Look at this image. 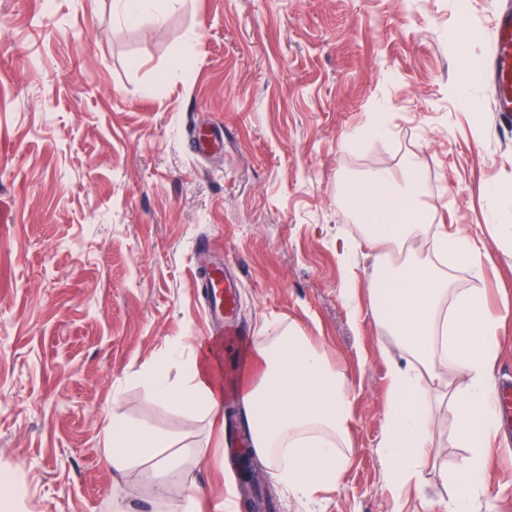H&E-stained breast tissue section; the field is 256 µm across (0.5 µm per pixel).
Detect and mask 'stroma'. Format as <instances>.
<instances>
[{
	"label": "stroma",
	"instance_id": "1",
	"mask_svg": "<svg viewBox=\"0 0 512 512\" xmlns=\"http://www.w3.org/2000/svg\"><path fill=\"white\" fill-rule=\"evenodd\" d=\"M168 0L164 23L128 25L113 0H0V471L20 470L17 512H160L158 474L113 475V417L209 448L191 475L204 512L241 502L224 418L159 404L148 370L169 347L209 339L194 270L208 239L240 276L242 336H221L224 402L241 347L266 323L312 336L350 383L343 483L308 500L274 481L277 512H443L441 478L466 451L435 417L423 490L393 494L380 447L398 351L370 316L352 324L345 281L364 288L373 251L342 183L406 163L434 221L482 240V286L502 319L495 363L512 387V224L490 188L512 190V128L493 90L457 94L465 57L484 60L505 0ZM475 37L465 52L456 31ZM164 80L161 95L147 86ZM387 134L349 137L376 111ZM207 127L224 147L197 153ZM358 241L351 267L336 241ZM476 512H512V419L488 450Z\"/></svg>",
	"mask_w": 512,
	"mask_h": 512
}]
</instances>
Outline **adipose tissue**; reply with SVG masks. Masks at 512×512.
I'll use <instances>...</instances> for the list:
<instances>
[{"label": "adipose tissue", "mask_w": 512, "mask_h": 512, "mask_svg": "<svg viewBox=\"0 0 512 512\" xmlns=\"http://www.w3.org/2000/svg\"><path fill=\"white\" fill-rule=\"evenodd\" d=\"M349 192L362 214L359 233L377 252L365 286L366 312L400 355L384 396L381 457L389 485L399 492L418 484L434 450L432 399L419 388L425 374L456 424L454 444L467 451L459 471L446 476L453 486L448 512H472L487 491L489 441L502 428L492 368L499 350L498 319L478 286L484 277L482 250L462 232L432 229V208L422 200L412 170L380 172L352 183ZM419 242L429 245L432 258L412 253L401 264L390 262L392 248ZM462 268L473 287H456ZM242 358L237 384L241 418L250 433V450L270 478L301 497L338 486L353 421L346 374L293 327H262L243 347ZM173 365L181 372L176 382L168 378ZM149 378L161 404L204 416L224 408V382L210 352L187 358L181 347H172L151 366ZM107 444L119 472L148 464L164 474L185 464L167 437L118 418Z\"/></svg>", "instance_id": "ef3b65f1"}]
</instances>
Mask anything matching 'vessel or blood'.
Segmentation results:
<instances>
[{
	"label": "vessel or blood",
	"instance_id": "b4317fda",
	"mask_svg": "<svg viewBox=\"0 0 512 512\" xmlns=\"http://www.w3.org/2000/svg\"><path fill=\"white\" fill-rule=\"evenodd\" d=\"M494 50L484 65L486 80L494 91V108L505 121H512V6L495 10L492 19ZM205 311L212 326L235 336L241 331L235 317L240 285L222 255L208 256L197 269Z\"/></svg>",
	"mask_w": 512,
	"mask_h": 512
}]
</instances>
